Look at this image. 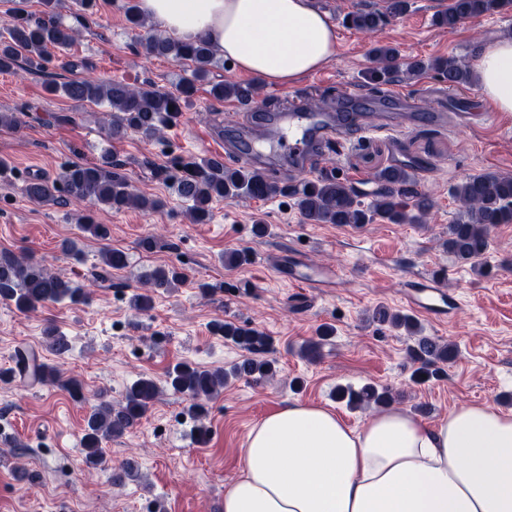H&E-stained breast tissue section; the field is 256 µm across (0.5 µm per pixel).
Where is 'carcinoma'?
<instances>
[{"label": "carcinoma", "instance_id": "1", "mask_svg": "<svg viewBox=\"0 0 512 512\" xmlns=\"http://www.w3.org/2000/svg\"><path fill=\"white\" fill-rule=\"evenodd\" d=\"M60 4L61 0H41L44 10L35 19L22 8L11 15L0 33V73L13 71L21 61L25 69L41 72L49 61V49L63 50L74 43L77 33L61 22ZM511 5L512 0H453L450 9L438 15L437 23L453 29L464 19L500 11ZM407 9L408 0H387L385 11L358 9L348 14L347 22L358 31L374 33L387 18L399 17ZM125 11L131 28L146 27V18L139 13L133 0H127ZM142 46L149 56L169 58L176 63H192V75L182 79L174 92L162 91L151 84L131 87L119 80L91 77L62 82L50 80L45 83V91L77 102L108 104L112 114L107 133L112 139H121L130 133L145 139L156 138L182 115V108L196 93L197 84L209 80L219 59L204 39L186 42L165 34H152ZM372 63L367 79L377 87L415 75L425 67L420 60L402 65L398 50L390 45L373 48ZM432 68L450 87L467 85L472 81L470 69L453 58L437 59ZM209 94L218 101L233 99L249 106L257 103L260 86L256 82L224 80L213 83ZM171 107L174 108L172 112L169 111ZM112 168V155L107 153L96 162L67 166L56 181L32 179L24 192L36 202L56 201L65 195L76 202H89L115 210H154L160 206L159 200L135 192L128 180ZM377 182L372 199L365 204L352 184L332 174L302 178L281 189L260 170L229 166L215 158H189L180 162V175L175 177L173 187L177 195L188 203L187 215L195 224L209 220V204L215 199H264L281 190L295 198L298 211L311 224L361 225L371 224L377 219L392 224L426 223L433 202L419 189L412 173L404 167L390 166L377 174ZM453 195L459 205V220L448 225V239L444 241V247L457 261L468 263L478 271V261L489 249L491 230L500 224L512 223V175L489 172L467 176L454 187ZM101 260L108 270H120L127 266L128 255L113 248L103 251ZM183 279V274L177 270L160 267L148 276L147 283L155 288H170ZM0 299L20 311H34L47 302L68 300L74 304L83 303L88 299V293L30 258L1 254ZM375 318L415 336L412 352L414 360L420 362L413 375L415 380L436 375L437 364L447 363L456 356L455 344L440 343L421 335L417 325L406 315L380 308ZM215 330L224 336L225 342L250 353V356L227 368L205 369L180 363L168 372L167 386L187 398L188 410L196 417L205 414V402L224 388L227 379L260 383L273 372L270 361L257 358L269 343L264 333L248 325L231 323L219 324ZM44 335L50 350L57 354L67 350V343L56 327H47ZM14 361L12 374L31 386L57 379L54 369L33 351H17ZM159 392L160 387L154 379L142 376L127 389L120 402L114 404L99 399L86 418L81 438L84 462L94 466L105 464L103 444L131 432L147 414ZM344 397L355 405L387 406L392 401L389 389H379L374 385H367L357 392L338 393V398Z\"/></svg>", "mask_w": 512, "mask_h": 512}]
</instances>
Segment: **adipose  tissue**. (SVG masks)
I'll return each instance as SVG.
<instances>
[{"mask_svg": "<svg viewBox=\"0 0 512 512\" xmlns=\"http://www.w3.org/2000/svg\"><path fill=\"white\" fill-rule=\"evenodd\" d=\"M184 41L206 38L247 74L287 86L325 65L336 30L315 0H138ZM477 80L512 112V35L481 50ZM223 512H512V413L463 406L435 424L406 410L350 427L294 401L250 430Z\"/></svg>", "mask_w": 512, "mask_h": 512, "instance_id": "1", "label": "adipose tissue"}]
</instances>
